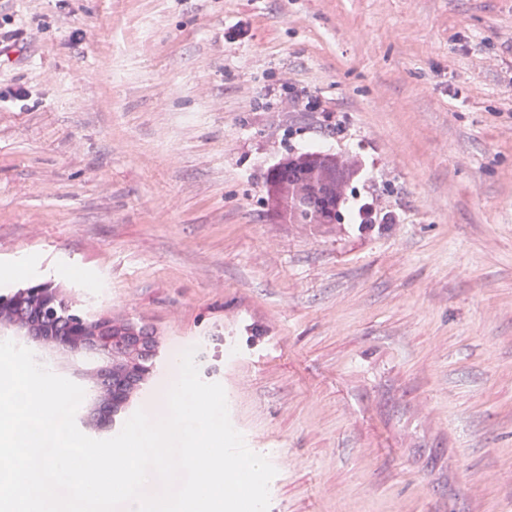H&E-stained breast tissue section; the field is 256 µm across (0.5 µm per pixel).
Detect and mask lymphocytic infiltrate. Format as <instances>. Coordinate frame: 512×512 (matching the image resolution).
Returning a JSON list of instances; mask_svg holds the SVG:
<instances>
[{
	"mask_svg": "<svg viewBox=\"0 0 512 512\" xmlns=\"http://www.w3.org/2000/svg\"><path fill=\"white\" fill-rule=\"evenodd\" d=\"M265 193L288 199L301 193L327 199L346 224H399L403 217L376 192L379 164L356 151L310 139L275 156Z\"/></svg>",
	"mask_w": 512,
	"mask_h": 512,
	"instance_id": "obj_1",
	"label": "lymphocytic infiltrate"
}]
</instances>
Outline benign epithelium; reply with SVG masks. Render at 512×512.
Here are the masks:
<instances>
[{"label":"benign epithelium","instance_id":"7a95c632","mask_svg":"<svg viewBox=\"0 0 512 512\" xmlns=\"http://www.w3.org/2000/svg\"><path fill=\"white\" fill-rule=\"evenodd\" d=\"M290 221L298 224H334L337 215L313 201L290 200L286 205ZM59 295L55 288L35 285L21 291L8 303L12 308L45 309L57 305ZM115 326L108 316H94L87 322H76L63 334L48 332L42 336L45 344L69 352L85 353L95 357L99 365L91 376L93 390L97 393L95 411L99 418L112 420V405L120 401V394L112 391V376L119 373L140 375L143 366L138 352L132 348L116 349Z\"/></svg>","mask_w":512,"mask_h":512}]
</instances>
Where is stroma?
Masks as SVG:
<instances>
[{"instance_id": "stroma-1", "label": "stroma", "mask_w": 512, "mask_h": 512, "mask_svg": "<svg viewBox=\"0 0 512 512\" xmlns=\"http://www.w3.org/2000/svg\"><path fill=\"white\" fill-rule=\"evenodd\" d=\"M241 24L246 39L224 30ZM512 0H0V294L194 349L268 512H512ZM341 115L401 224H293L265 86ZM6 339L80 385L93 361Z\"/></svg>"}]
</instances>
